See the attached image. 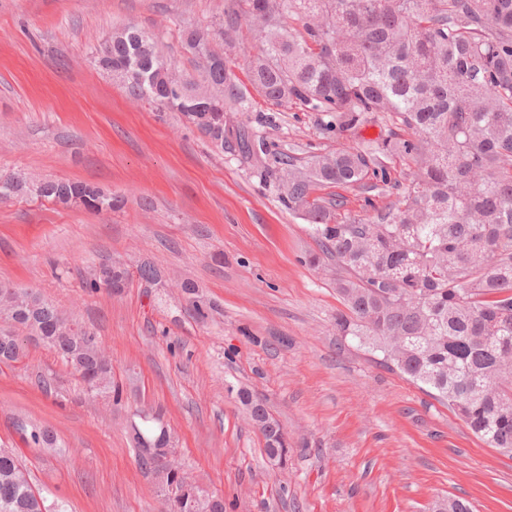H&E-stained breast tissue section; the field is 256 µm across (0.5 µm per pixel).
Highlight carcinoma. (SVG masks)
<instances>
[{"label":"carcinoma","mask_w":512,"mask_h":512,"mask_svg":"<svg viewBox=\"0 0 512 512\" xmlns=\"http://www.w3.org/2000/svg\"><path fill=\"white\" fill-rule=\"evenodd\" d=\"M295 15L301 29L282 26ZM258 28L259 51L246 58L243 86L224 53L197 28L180 30L198 78L171 71L153 39L128 25L107 39L104 71L120 69L129 96L181 113L222 148L226 135L271 178L280 204L311 226L318 252L336 266L344 310L336 331L381 354L380 363L435 391L474 435L512 458V0H230L224 36L241 18ZM276 106L325 112L342 131L373 112L411 130L359 148L299 162L271 149L243 123L231 131L195 122L193 106L253 111L252 94ZM414 165L397 202L363 221L339 213L343 202L314 192L368 176L388 182L385 160ZM35 195L90 211L119 200L84 182L46 181L32 188L12 177L0 193ZM112 283L104 264L86 280ZM62 317L40 301L31 325L45 346L90 390L118 398L112 366L97 342L63 339ZM253 422H264V451L288 452L284 429L265 405L239 393ZM28 470L0 452V512H42L27 498ZM436 512H471L450 497Z\"/></svg>","instance_id":"cac0c4a2"}]
</instances>
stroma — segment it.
Wrapping results in <instances>:
<instances>
[{
  "label": "stroma",
  "instance_id": "35a3bbf8",
  "mask_svg": "<svg viewBox=\"0 0 512 512\" xmlns=\"http://www.w3.org/2000/svg\"><path fill=\"white\" fill-rule=\"evenodd\" d=\"M227 5L0 0V175L87 182L120 201L95 213L0 200V283L38 293L94 333L122 391L117 403L93 396L54 352L29 346L22 362L0 363V446L16 449L35 487L67 512H161L131 433L139 409L159 415L195 480L223 495L224 512H432L451 496L472 512H512V459L367 345L338 335L334 275L305 261L309 224L238 151L215 147L178 112L134 100L99 64L113 29L133 24L194 76L178 29L197 27L245 79L244 56L258 42L244 25L225 43ZM255 107L275 118L261 129L268 142L301 159L410 136L379 113L339 132L321 112ZM387 170L388 182L319 194L371 217L410 182L407 163L389 159ZM105 262L124 264L121 293L85 288ZM144 264L156 281L140 278ZM243 389L286 430L283 466L267 459ZM33 427L53 431L58 449L34 445Z\"/></svg>",
  "mask_w": 512,
  "mask_h": 512
}]
</instances>
